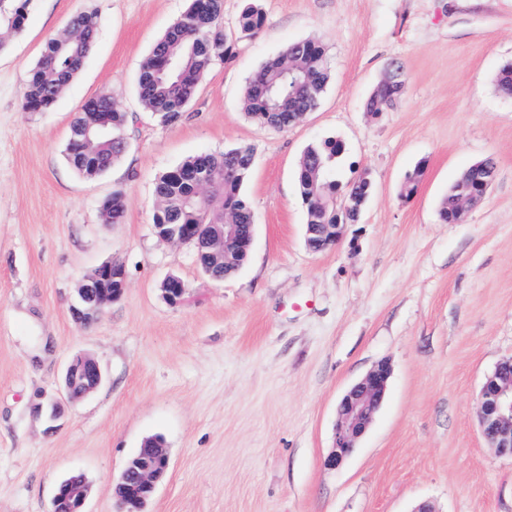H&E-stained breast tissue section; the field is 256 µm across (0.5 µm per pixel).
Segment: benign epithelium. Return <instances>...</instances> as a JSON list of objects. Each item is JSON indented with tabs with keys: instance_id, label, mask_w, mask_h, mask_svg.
<instances>
[{
	"instance_id": "obj_1",
	"label": "benign epithelium",
	"mask_w": 512,
	"mask_h": 512,
	"mask_svg": "<svg viewBox=\"0 0 512 512\" xmlns=\"http://www.w3.org/2000/svg\"><path fill=\"white\" fill-rule=\"evenodd\" d=\"M493 179L494 173H488L478 190L463 199L461 212H466L467 206L480 202L486 196ZM200 235L213 250V257L220 260L231 249L250 248L254 232L243 235L239 224H174L160 239L169 243H184ZM112 280L118 281L120 288L112 290L102 287L103 283ZM125 282L124 267L110 262L98 266L78 289L77 304L73 306L76 319L84 323L89 316L99 317L108 305L121 297ZM164 283L168 285V299L173 303L181 302L186 294V284L172 275L165 278ZM390 375L389 363L381 361L341 399L337 410L334 448L326 458L329 468L341 467L366 433L384 400ZM103 380L102 370L96 360L89 356H77L66 366L64 391L69 401L76 402L96 391ZM476 412L484 439L499 455L512 458V358L498 363L486 378L477 398ZM169 464L167 450L158 443L153 447L152 460L137 466L126 465L113 479V486L133 481L152 494L166 474ZM87 491L86 487L80 489L78 497L74 498L69 496L64 487H58L53 499V512H84Z\"/></svg>"
}]
</instances>
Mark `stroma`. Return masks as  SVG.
Masks as SVG:
<instances>
[{"label": "stroma", "mask_w": 512, "mask_h": 512, "mask_svg": "<svg viewBox=\"0 0 512 512\" xmlns=\"http://www.w3.org/2000/svg\"><path fill=\"white\" fill-rule=\"evenodd\" d=\"M264 28L208 72L183 120L166 126L137 93L140 64L187 0H30L0 52V512H52L57 484L82 471L86 512H116L112 479L158 436L170 467L146 512H512V459L484 441L476 398L512 357V0H259ZM79 13L98 36L46 112L21 108L44 42ZM319 39L329 82L319 107L280 132L242 110L245 85L289 43ZM388 112L364 101L394 70ZM111 93L128 147L87 180L66 162L75 113ZM334 137L339 179L372 194L337 247L305 244L296 170ZM251 147L244 190L256 223L247 263L215 283L193 249L161 241L154 184L184 159ZM495 163L484 201L459 224L440 204L472 164ZM424 174L403 197L416 165ZM122 192V223L102 202ZM122 263L120 300L91 325L72 307L81 278ZM187 285L180 303L160 290ZM101 366L91 396L47 425L34 409L65 402L78 355ZM385 400L336 470L343 394L377 362ZM392 84L384 91L371 93L365 102L366 112H388L401 97L405 87V78L402 72L391 76Z\"/></svg>", "instance_id": "35a3bbf8"}]
</instances>
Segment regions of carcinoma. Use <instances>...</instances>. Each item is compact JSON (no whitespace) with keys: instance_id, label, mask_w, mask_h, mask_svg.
<instances>
[{"instance_id":"obj_1","label":"carcinoma","mask_w":512,"mask_h":512,"mask_svg":"<svg viewBox=\"0 0 512 512\" xmlns=\"http://www.w3.org/2000/svg\"><path fill=\"white\" fill-rule=\"evenodd\" d=\"M30 0H0V51L22 31ZM266 17L258 0H245L234 28L240 37L259 33ZM97 37L94 15H75L67 28L50 37L29 72L26 91L21 101L25 112L50 110L64 88L80 72ZM235 43L224 30V0H190L179 20L169 26L155 42L140 65L137 93L144 108L164 125L179 123L194 98L202 77L233 56ZM298 70V85L288 80V63ZM329 79L328 60L320 41L308 38L288 44L275 58L267 61L248 80L242 109L245 114L266 127L286 131L301 121L304 113L314 111L325 93ZM403 73L392 75V84L373 93L365 102L368 112H387L403 94ZM106 112L109 125L101 135L92 126L90 114ZM91 127L93 148L85 149L78 136L81 128ZM127 149L126 115L109 93H101L81 106L71 127L65 147L67 163L82 177L92 180L108 172ZM344 153V144L335 138L312 144L300 160L297 183L305 205L316 203L307 211L309 224H354L368 201L371 182L362 177L342 187L336 181V166ZM253 162L248 146H236L222 153H202L189 157L162 173L154 185L157 207L153 224H222L224 212L232 214L235 223H251L253 209L244 192ZM487 176V169L475 166L456 181V190L448 192L441 202L440 218L453 224L460 208L459 197L477 189ZM347 195L348 208L340 212L336 206H323L319 200L336 198V191ZM123 195L116 191L101 206L105 224L123 221ZM197 260L212 267V274L226 278L235 274L248 255L234 254L223 263H214L204 241L194 243ZM114 494L139 506L146 495L143 488L131 483Z\"/></svg>"}]
</instances>
